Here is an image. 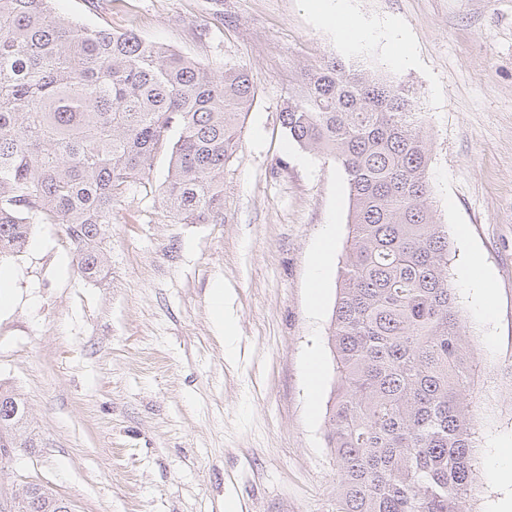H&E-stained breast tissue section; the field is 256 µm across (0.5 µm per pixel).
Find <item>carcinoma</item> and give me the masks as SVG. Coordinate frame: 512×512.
I'll return each instance as SVG.
<instances>
[{
    "label": "carcinoma",
    "mask_w": 512,
    "mask_h": 512,
    "mask_svg": "<svg viewBox=\"0 0 512 512\" xmlns=\"http://www.w3.org/2000/svg\"><path fill=\"white\" fill-rule=\"evenodd\" d=\"M53 2L0 0V260L33 225L65 224L79 272L97 275L113 207L160 156L169 217L224 223V170L256 97L249 71L70 21ZM415 99L401 81L321 59L280 112L289 140L341 166L352 204L331 322L335 512H469L480 492L475 361ZM37 447L24 398L0 385V460ZM28 512L72 509L44 486Z\"/></svg>",
    "instance_id": "carcinoma-1"
}]
</instances>
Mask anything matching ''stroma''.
<instances>
[{"label": "stroma", "instance_id": "35a3bbf8", "mask_svg": "<svg viewBox=\"0 0 512 512\" xmlns=\"http://www.w3.org/2000/svg\"><path fill=\"white\" fill-rule=\"evenodd\" d=\"M376 40L341 43L311 0H55L77 22L134 30L204 63L247 68L257 98L224 171V221L177 224L150 186L112 211L95 278L63 226L37 224L7 260L0 382L26 401L41 447L8 467L10 490L53 488L73 512H333L329 341L350 200L339 164L281 128L288 84L320 58L404 80L418 94L436 223L483 372L472 394L481 446L470 512H498L512 483L490 464L512 448V0H350ZM404 29L414 58L392 59ZM336 238L319 308L309 289L326 225ZM487 270L493 307L464 270ZM223 282L236 324L227 359L210 310ZM318 356L317 396L306 366Z\"/></svg>", "mask_w": 512, "mask_h": 512}]
</instances>
